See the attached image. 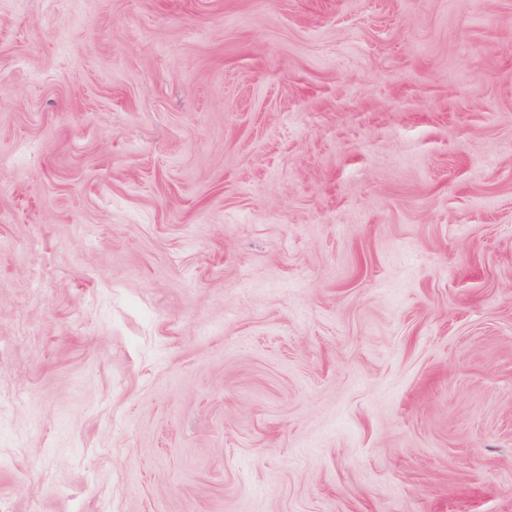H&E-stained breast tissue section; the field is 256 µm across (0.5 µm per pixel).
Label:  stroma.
<instances>
[{"label":"stroma","instance_id":"stroma-1","mask_svg":"<svg viewBox=\"0 0 512 512\" xmlns=\"http://www.w3.org/2000/svg\"><path fill=\"white\" fill-rule=\"evenodd\" d=\"M5 512H512V0H0Z\"/></svg>","mask_w":512,"mask_h":512}]
</instances>
